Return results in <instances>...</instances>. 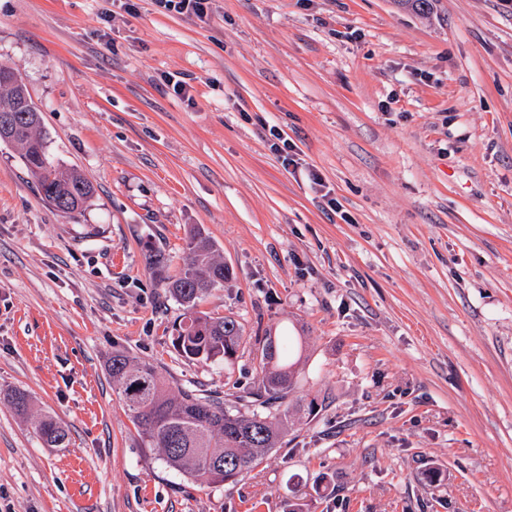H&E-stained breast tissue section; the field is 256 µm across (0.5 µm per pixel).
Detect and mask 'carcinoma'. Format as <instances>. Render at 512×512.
<instances>
[{"label": "carcinoma", "instance_id": "1", "mask_svg": "<svg viewBox=\"0 0 512 512\" xmlns=\"http://www.w3.org/2000/svg\"><path fill=\"white\" fill-rule=\"evenodd\" d=\"M11 133L0 142L19 151L27 172L37 180L42 199L54 210L74 218L93 194V186L79 171L63 169L51 160L41 137V113L26 85L12 69L0 66V122ZM229 269L215 243L199 228L190 232L182 251V265L163 287L183 307L173 346L187 359L232 361L242 341L240 325L229 317H213L198 310L199 302L219 284ZM302 355L294 354L292 338L268 336L260 362L258 387L234 399L202 396L191 390L170 393L157 366L135 362L114 351L108 362L132 422L143 442L161 451L166 465L201 486L235 484L274 449L281 447L295 416L304 406L286 404L294 391ZM38 432L49 448H63L67 431L51 418H42Z\"/></svg>", "mask_w": 512, "mask_h": 512}]
</instances>
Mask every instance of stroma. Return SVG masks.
Masks as SVG:
<instances>
[{
	"label": "stroma",
	"mask_w": 512,
	"mask_h": 512,
	"mask_svg": "<svg viewBox=\"0 0 512 512\" xmlns=\"http://www.w3.org/2000/svg\"><path fill=\"white\" fill-rule=\"evenodd\" d=\"M0 65L94 187L64 217L0 144V512H512V0H0ZM196 226L229 363L177 353L147 264L175 275ZM284 334L316 409L234 485L143 445L107 371L120 350L221 397ZM157 5L168 12L192 14L203 19L208 15L211 0H155ZM270 135L274 138V140L270 145L272 151L278 154L283 163L288 166L293 167V170H297L299 167V158H297V153L294 152V147L288 142L287 138H284L280 132L272 131ZM38 432L49 448H63L68 438L67 431L51 418H42L37 425Z\"/></svg>",
	"instance_id": "1"
}]
</instances>
